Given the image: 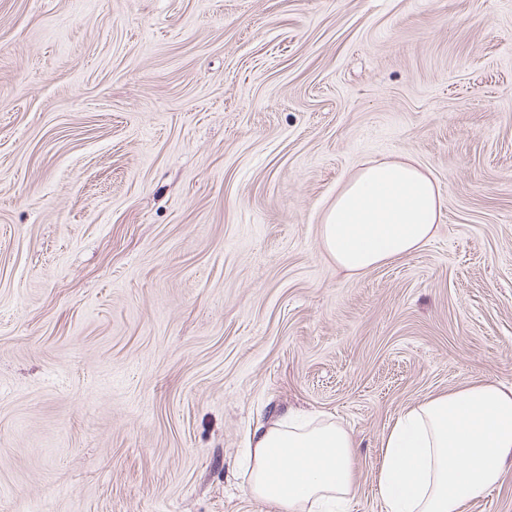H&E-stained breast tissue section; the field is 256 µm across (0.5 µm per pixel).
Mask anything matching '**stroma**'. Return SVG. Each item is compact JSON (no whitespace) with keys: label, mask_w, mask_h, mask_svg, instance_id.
I'll return each mask as SVG.
<instances>
[{"label":"stroma","mask_w":512,"mask_h":512,"mask_svg":"<svg viewBox=\"0 0 512 512\" xmlns=\"http://www.w3.org/2000/svg\"><path fill=\"white\" fill-rule=\"evenodd\" d=\"M409 157L418 251L323 253ZM512 386V0H0V512H271L257 420ZM443 208L434 180L413 159L372 162L336 191L320 225V246L336 268L359 274L419 250Z\"/></svg>","instance_id":"1"}]
</instances>
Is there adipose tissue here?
<instances>
[{
  "mask_svg": "<svg viewBox=\"0 0 512 512\" xmlns=\"http://www.w3.org/2000/svg\"><path fill=\"white\" fill-rule=\"evenodd\" d=\"M444 201L413 159L357 170L336 192L320 226L322 251L359 274L419 250ZM246 491L276 512H325L355 484L356 442L335 421L281 417L252 434ZM512 458V389L473 384L402 411L382 436L377 476L386 512H466Z\"/></svg>",
  "mask_w": 512,
  "mask_h": 512,
  "instance_id": "obj_1",
  "label": "adipose tissue"
}]
</instances>
